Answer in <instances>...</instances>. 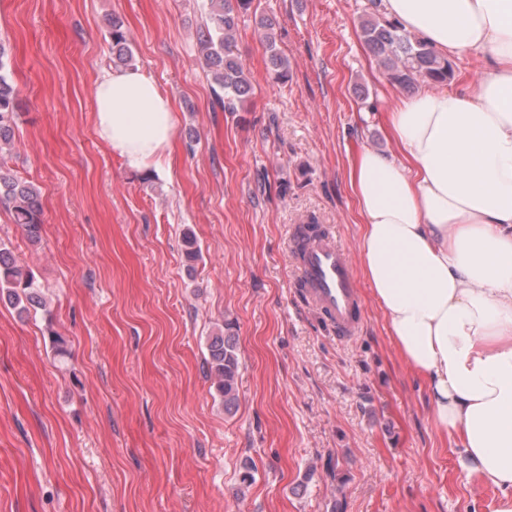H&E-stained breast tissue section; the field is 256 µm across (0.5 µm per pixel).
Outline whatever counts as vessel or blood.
<instances>
[{"mask_svg": "<svg viewBox=\"0 0 512 512\" xmlns=\"http://www.w3.org/2000/svg\"><path fill=\"white\" fill-rule=\"evenodd\" d=\"M292 244L299 291L340 340L359 336L364 311L353 266L336 234L321 226L295 225Z\"/></svg>", "mask_w": 512, "mask_h": 512, "instance_id": "b4317fda", "label": "vessel or blood"}]
</instances>
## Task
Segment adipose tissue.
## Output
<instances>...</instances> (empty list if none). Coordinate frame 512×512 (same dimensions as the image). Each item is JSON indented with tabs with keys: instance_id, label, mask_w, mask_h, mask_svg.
Listing matches in <instances>:
<instances>
[{
	"instance_id": "1",
	"label": "adipose tissue",
	"mask_w": 512,
	"mask_h": 512,
	"mask_svg": "<svg viewBox=\"0 0 512 512\" xmlns=\"http://www.w3.org/2000/svg\"><path fill=\"white\" fill-rule=\"evenodd\" d=\"M382 7L441 57L482 68L395 99V153L354 155L362 276L436 431L461 449L467 479L495 490L493 512H512V0ZM93 98L96 134L126 169L170 162L174 103L152 76L103 73Z\"/></svg>"
}]
</instances>
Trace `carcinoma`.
<instances>
[{
  "label": "carcinoma",
  "mask_w": 512,
  "mask_h": 512,
  "mask_svg": "<svg viewBox=\"0 0 512 512\" xmlns=\"http://www.w3.org/2000/svg\"><path fill=\"white\" fill-rule=\"evenodd\" d=\"M252 0H202L203 24L196 33L197 44L213 83L221 91L217 95L224 110L233 112L236 103L248 94L250 83L242 61L233 50L234 33L240 14L250 8ZM274 61L273 79L288 78V63L276 51L273 23L260 22ZM365 42L380 58L389 82L412 90L418 82L441 83L453 76V67L438 56L420 38L403 32L397 25L372 13L361 20ZM112 61L114 65L131 66L132 53L123 24L110 22ZM18 116V89L8 70L7 51L0 43V152L13 144ZM0 203L10 208L14 223L22 226L33 243L38 242L43 207L40 191L34 184L0 172ZM184 255L189 263L199 258L197 240L192 230L183 232ZM0 298L19 309V314L43 309L46 300L30 271L19 266L6 245L0 243ZM232 323L208 337V369L224 411L235 409L238 401L239 357Z\"/></svg>",
  "instance_id": "carcinoma-1"
}]
</instances>
